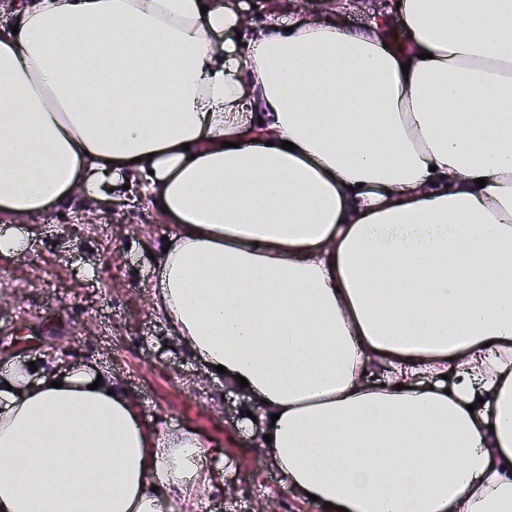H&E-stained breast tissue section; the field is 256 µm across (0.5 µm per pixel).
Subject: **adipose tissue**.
Segmentation results:
<instances>
[{"label":"adipose tissue","instance_id":"1","mask_svg":"<svg viewBox=\"0 0 512 512\" xmlns=\"http://www.w3.org/2000/svg\"><path fill=\"white\" fill-rule=\"evenodd\" d=\"M257 9L25 0L0 27V213L150 194L175 226L156 306L247 379L298 497L512 512V0L358 30ZM204 448L87 368L0 376V512H189Z\"/></svg>","mask_w":512,"mask_h":512}]
</instances>
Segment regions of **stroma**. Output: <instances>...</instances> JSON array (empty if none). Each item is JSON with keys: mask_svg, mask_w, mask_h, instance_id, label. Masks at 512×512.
I'll return each mask as SVG.
<instances>
[{"mask_svg": "<svg viewBox=\"0 0 512 512\" xmlns=\"http://www.w3.org/2000/svg\"><path fill=\"white\" fill-rule=\"evenodd\" d=\"M143 195L101 203L82 195L26 219L27 255L0 253V360L54 357L112 376L150 428L195 430L223 461L197 512H320L296 497L244 424V391L181 345L150 283L172 224Z\"/></svg>", "mask_w": 512, "mask_h": 512, "instance_id": "35a3bbf8", "label": "stroma"}]
</instances>
